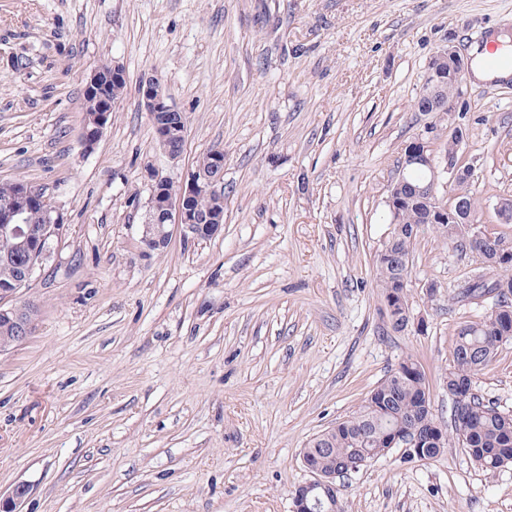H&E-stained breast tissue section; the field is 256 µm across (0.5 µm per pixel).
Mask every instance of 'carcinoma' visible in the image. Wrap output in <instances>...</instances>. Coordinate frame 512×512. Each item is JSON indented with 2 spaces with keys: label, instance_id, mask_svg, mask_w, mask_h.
I'll return each mask as SVG.
<instances>
[{
  "label": "carcinoma",
  "instance_id": "1",
  "mask_svg": "<svg viewBox=\"0 0 512 512\" xmlns=\"http://www.w3.org/2000/svg\"><path fill=\"white\" fill-rule=\"evenodd\" d=\"M423 184V172L409 168L404 174V184L391 186L388 195L397 211L391 220L401 226L394 239L387 240L374 256L377 287L381 289L386 307H395L394 314H410L409 289L399 283L400 272L383 254L390 248L394 252L411 254L418 235L426 227L434 229L448 243L482 254L488 267L499 269L494 277L479 278L470 284L480 294L495 293L504 300L512 299V267H504L501 259L512 260V235L499 234L481 240L475 238L479 227L467 223L455 214L446 215L442 221H432V204L413 196L412 187ZM454 192L466 199L473 214H478V199L472 191V180H461L453 184ZM16 252L13 241L0 238V287L13 283L16 263L6 264L4 254ZM512 340L506 329L498 330L489 314L478 322L465 323L458 327L452 345L453 366L448 371V389H464L466 395L454 401L455 430L451 439L464 448L468 457L485 471L494 473L512 465V414L504 413L492 403H486L472 393L473 378L497 355L500 346ZM410 365L412 371L397 382L394 372L373 389L376 397L368 398L360 409L341 422L339 427L329 429L310 440L307 451L327 470L338 464L370 461V452L377 449L383 438L396 431L405 436L415 424H435L432 410L423 403L431 401L426 373L419 362L410 356L400 361V367Z\"/></svg>",
  "mask_w": 512,
  "mask_h": 512
}]
</instances>
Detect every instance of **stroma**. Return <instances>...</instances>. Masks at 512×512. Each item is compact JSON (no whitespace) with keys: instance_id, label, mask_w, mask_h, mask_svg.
Here are the masks:
<instances>
[{"instance_id":"1","label":"stroma","mask_w":512,"mask_h":512,"mask_svg":"<svg viewBox=\"0 0 512 512\" xmlns=\"http://www.w3.org/2000/svg\"><path fill=\"white\" fill-rule=\"evenodd\" d=\"M512 35V0H0V181L44 187L64 212L16 295L39 318L0 352V490L21 512H292L308 442L351 416L405 356L452 429L457 327L490 296L476 253L421 233L411 316L394 331L373 257L405 146L436 125L413 103L447 43ZM126 90L92 152L80 133L92 69ZM158 76L183 112V153L157 144L139 88ZM462 158L484 233L512 234V78L467 80ZM224 152V227L140 239L146 169L181 181ZM437 283L428 293L429 283ZM512 413V341L474 379ZM346 512H512V466L487 474L458 444L396 448L342 478Z\"/></svg>"}]
</instances>
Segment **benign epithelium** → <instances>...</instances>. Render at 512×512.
<instances>
[{
  "mask_svg": "<svg viewBox=\"0 0 512 512\" xmlns=\"http://www.w3.org/2000/svg\"><path fill=\"white\" fill-rule=\"evenodd\" d=\"M436 65H449L456 83V97L448 113V137L461 138L462 127L457 114L463 110L466 73L469 60L463 58L453 45L440 49L435 57ZM112 76L105 77L97 68L86 80L84 91L97 100L94 111L85 114L81 131L83 149H95L112 113L115 100L107 95L110 83L125 78L121 66L112 64ZM140 96L145 111L155 128L160 148L175 161L182 149L175 144L185 141L186 118L184 113L171 107L166 101L164 88L159 80L149 79L140 87ZM403 166L423 167L428 172L427 181L415 189V194L433 201L436 206L434 218L439 219L452 210L464 219H469V209L465 200L453 195L450 199L441 196V190L457 179H469L472 169L465 164L461 152L454 158L436 157V149L431 139L418 137L410 143L403 157ZM170 178L154 170L146 171L148 190L146 218L141 225V242L150 251L168 246L171 239L169 226L178 224L197 239H209L223 228L224 213L213 210L201 211L195 206L196 200L224 191V157L215 155L213 166L206 171L198 169L189 173L187 179L179 183L180 190L175 195L165 191ZM35 191L24 183L17 185V197L0 199V237L15 241L21 251L27 253V261L19 267V274L12 285L0 288V325L11 329V335L0 342V351L8 345L17 346L33 334L36 321L30 316L31 304L17 303L14 297L19 289L26 286L38 269L51 255L52 245L62 233L65 218L60 207L50 198L42 199L43 223L38 237L32 236L29 208L19 204V200H29ZM312 479L298 485L292 491V512H336V493L341 487L336 484V474L324 469L320 464L303 461ZM29 487L25 484L14 487L5 499L0 500V512H18L17 505L25 498Z\"/></svg>",
  "mask_w": 512,
  "mask_h": 512,
  "instance_id": "1",
  "label": "benign epithelium"
}]
</instances>
